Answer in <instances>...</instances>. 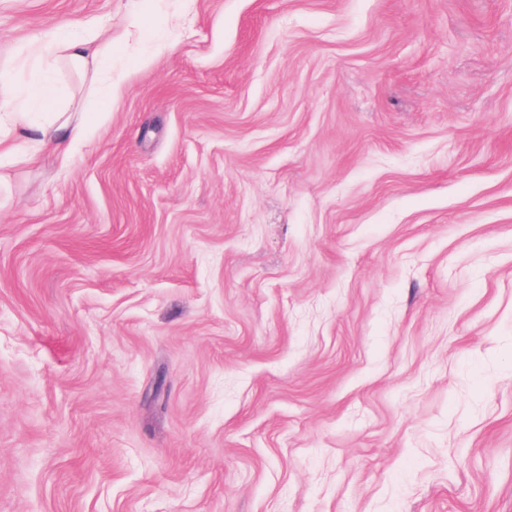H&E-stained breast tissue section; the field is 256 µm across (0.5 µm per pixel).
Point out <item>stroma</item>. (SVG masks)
<instances>
[{
  "instance_id": "35a3bbf8",
  "label": "stroma",
  "mask_w": 512,
  "mask_h": 512,
  "mask_svg": "<svg viewBox=\"0 0 512 512\" xmlns=\"http://www.w3.org/2000/svg\"><path fill=\"white\" fill-rule=\"evenodd\" d=\"M112 25V84L45 33ZM0 512H512V0H0ZM19 100L33 107L40 112L60 110L58 107L60 90L55 82L50 80L36 81L32 85H26L19 89ZM2 112V107L0 108ZM55 120L49 124L36 122L28 117L27 112H2L0 114V156L16 153L19 143L28 146L51 145L67 157L74 144L83 140L86 133L85 118L68 115L69 112H55ZM3 121L9 124L7 132L3 131Z\"/></svg>"
}]
</instances>
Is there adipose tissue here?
<instances>
[{"label":"adipose tissue","mask_w":512,"mask_h":512,"mask_svg":"<svg viewBox=\"0 0 512 512\" xmlns=\"http://www.w3.org/2000/svg\"><path fill=\"white\" fill-rule=\"evenodd\" d=\"M112 30L108 27L91 29L84 38H60L49 36L43 42L31 44V53H38L42 47H49L57 60L65 62L77 72H87L96 61L102 45L111 44ZM20 99L37 107L39 111H56L51 124H43L30 119L24 112H4L0 121L8 126L7 132L0 134V156L15 154L19 144L31 146H53L60 155H69L74 144L83 140L86 133L84 118H76L59 111L60 90L50 80L37 81L19 90Z\"/></svg>","instance_id":"adipose-tissue-1"}]
</instances>
